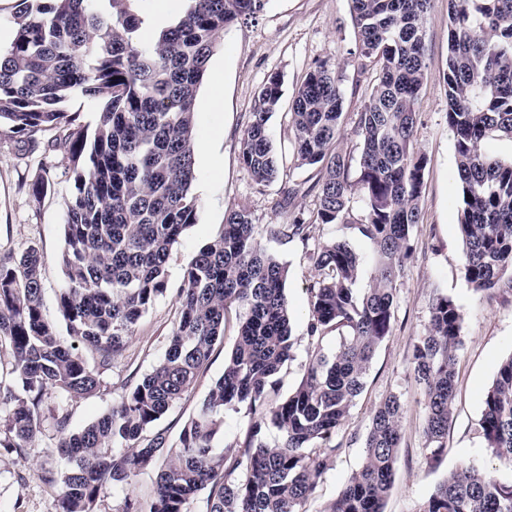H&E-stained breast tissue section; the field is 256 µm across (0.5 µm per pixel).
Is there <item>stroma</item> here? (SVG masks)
Returning <instances> with one entry per match:
<instances>
[{
  "label": "stroma",
  "mask_w": 512,
  "mask_h": 512,
  "mask_svg": "<svg viewBox=\"0 0 512 512\" xmlns=\"http://www.w3.org/2000/svg\"><path fill=\"white\" fill-rule=\"evenodd\" d=\"M320 60L328 61L340 79L346 115L360 111L376 75L361 68L350 17L349 0H268L256 18L235 22L225 30L209 60L195 103L196 143L208 149L195 154L196 221L173 245L166 265L168 290L138 322L126 348L102 375L96 393L67 400L46 397L35 453L20 456L0 448V512H58L57 492L44 483L42 472L60 470L63 461L55 451L59 435L52 415L57 408L70 414L71 430H79L120 402L129 384L150 373L162 360L178 314L176 290L185 268L197 252L222 229L226 212L249 208L259 224L264 250L287 270L285 293L292 311L295 358L278 376L275 399H283L300 382L314 348L307 337L311 310L308 288L318 276L297 241L270 237L267 225L290 223L297 213L316 206V171L297 166L288 114L297 87ZM448 60V0H432L426 21V78L420 91L416 140L428 163L419 201L421 224L410 244L413 254L397 283V308L393 331L377 351L366 386L336 439L342 451L333 456L303 512H324L363 460L362 441L372 413L388 394L405 405L403 434L394 486L385 512H418L449 471L469 463L488 473L512 476V462L492 454L480 434L479 420L485 393L500 361L512 354V272L495 287L477 291L467 283L463 268V242L459 230L461 197L456 179L455 139L448 127V86L444 79ZM281 79V101L268 127L276 147L281 173L259 184L240 161L242 134L255 109L257 94L271 76ZM222 87V108L211 113L206 100L213 84ZM39 148L19 155L8 127L0 128V253L21 254L37 245L43 256L44 313L61 323L58 294L65 283L62 264L64 224L73 196L69 171V145L59 129L38 135ZM221 164L213 173L211 160ZM49 182L41 197L29 185L37 176ZM300 184L304 193L292 205L282 206L285 185ZM452 298L464 314L463 345L457 362L452 419L446 450L438 462L427 459L422 427L424 409L413 380L410 359L413 346L423 336L429 307L435 295ZM236 339V320L228 318L222 342L216 343L209 365L194 390L160 420V427L177 435L210 386L223 374L224 361ZM155 473L140 472L129 485L103 482L99 512H121L126 497L147 498Z\"/></svg>",
  "instance_id": "obj_1"
}]
</instances>
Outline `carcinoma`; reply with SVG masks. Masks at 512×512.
<instances>
[{
	"instance_id": "1",
	"label": "carcinoma",
	"mask_w": 512,
	"mask_h": 512,
	"mask_svg": "<svg viewBox=\"0 0 512 512\" xmlns=\"http://www.w3.org/2000/svg\"><path fill=\"white\" fill-rule=\"evenodd\" d=\"M138 0H19L16 33L0 50V123L33 146L38 133L65 127L75 194L68 207L62 260L66 283L58 306L61 334L43 314L39 247L0 255V345L12 351V382H0L9 408L0 447L34 451L44 396L90 395L168 289L171 247L196 220L194 106L207 64L224 29L255 18L266 0H189L186 12L146 42ZM430 0H350L361 67L378 77L354 132L356 170L336 151L343 95L336 71L322 62L295 92L289 123L300 166L319 167L316 211L272 224L274 238L298 240L321 272L309 291L308 338L331 332L336 352L310 356L296 389L267 401L277 375L293 360L286 266L260 245L247 208L230 209L222 231L202 247L177 289L178 316L161 362L120 403L76 432L70 414H53L66 460L42 480L57 486L59 512H96L101 484L126 483L157 471L146 500L127 498L122 512H187L208 490V512H301L342 448L333 442L362 393L376 351L395 321L397 281L411 256L410 233L420 223L418 201L427 157L414 144L419 91L425 76V25ZM448 127L454 133L462 207L466 281L495 286L512 270V161L482 149L491 132L512 138V0H448ZM105 101L93 138L60 108L74 90ZM276 76L262 87L241 139L240 158L266 183L278 165L268 121L279 104ZM359 197L360 216L350 202ZM318 224H344L373 246L370 282L354 292L365 259L338 239L308 248ZM237 336L224 373L209 388L176 439L155 424L190 392L224 338L230 310ZM463 313L439 294L429 324L414 345L411 373L424 406V447L432 461L446 448ZM95 355L90 365L78 352ZM247 407L252 421L238 452L217 451L224 411ZM404 404L391 394L376 406L364 438L361 467L326 512H384L393 485ZM282 433L270 445L262 429ZM485 446L512 458V354L488 388L480 419ZM244 470L240 480L233 478ZM420 512H512V478L502 480L462 464L450 471Z\"/></svg>"
}]
</instances>
